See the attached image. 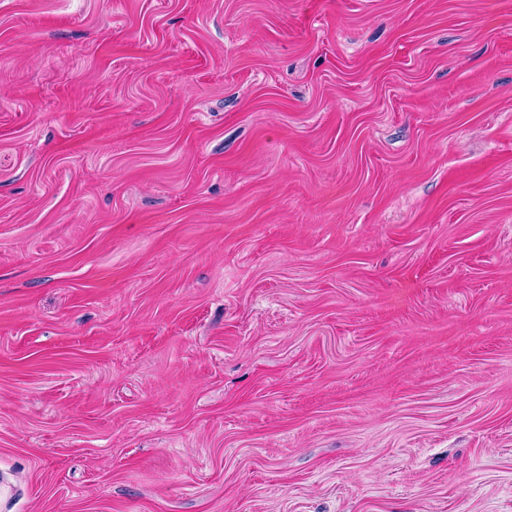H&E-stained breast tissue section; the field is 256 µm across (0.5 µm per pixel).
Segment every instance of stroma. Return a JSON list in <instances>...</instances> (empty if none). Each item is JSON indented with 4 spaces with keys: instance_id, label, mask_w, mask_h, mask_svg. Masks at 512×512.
<instances>
[{
    "instance_id": "obj_1",
    "label": "stroma",
    "mask_w": 512,
    "mask_h": 512,
    "mask_svg": "<svg viewBox=\"0 0 512 512\" xmlns=\"http://www.w3.org/2000/svg\"><path fill=\"white\" fill-rule=\"evenodd\" d=\"M0 512H512V0H0Z\"/></svg>"
}]
</instances>
